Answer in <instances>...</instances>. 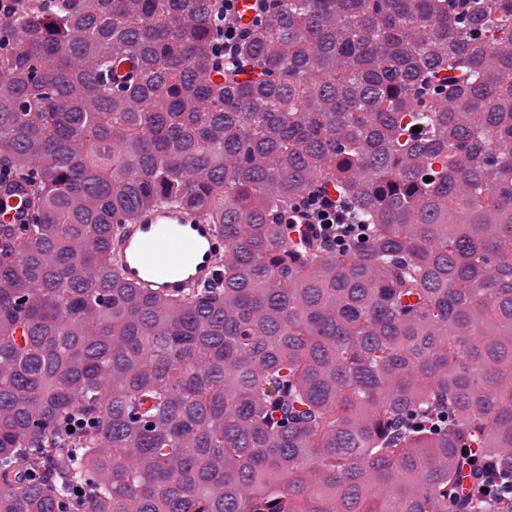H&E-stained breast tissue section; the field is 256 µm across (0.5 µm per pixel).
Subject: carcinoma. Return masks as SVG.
Wrapping results in <instances>:
<instances>
[{"mask_svg":"<svg viewBox=\"0 0 512 512\" xmlns=\"http://www.w3.org/2000/svg\"><path fill=\"white\" fill-rule=\"evenodd\" d=\"M223 15L0 29V512H512V0H273L230 63ZM328 188L360 228L293 243ZM162 203L224 238L180 298L112 254ZM29 187L13 180L0 185V222L2 224H30L32 209L27 205Z\"/></svg>","mask_w":512,"mask_h":512,"instance_id":"carcinoma-1","label":"carcinoma"}]
</instances>
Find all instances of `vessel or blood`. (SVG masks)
<instances>
[{
	"mask_svg": "<svg viewBox=\"0 0 512 512\" xmlns=\"http://www.w3.org/2000/svg\"><path fill=\"white\" fill-rule=\"evenodd\" d=\"M263 14L262 0H233L230 21L250 27ZM25 182L0 183V222L29 223ZM220 238L214 225L184 207L159 205L125 225L115 258L124 279L147 292L178 297L212 281L218 271Z\"/></svg>",
	"mask_w": 512,
	"mask_h": 512,
	"instance_id": "b4317fda",
	"label": "vessel or blood"
}]
</instances>
